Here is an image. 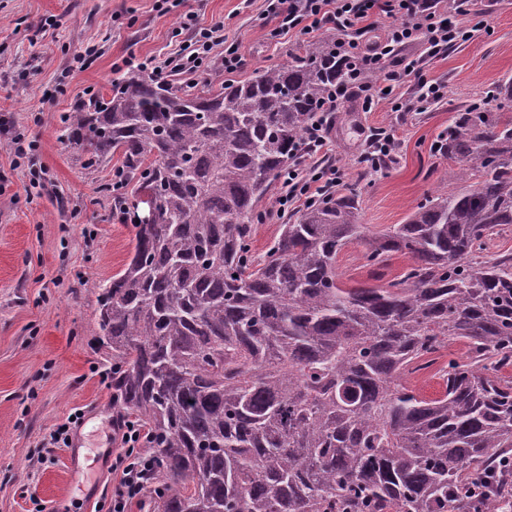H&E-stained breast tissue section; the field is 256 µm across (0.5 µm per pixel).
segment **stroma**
<instances>
[{
	"label": "stroma",
	"mask_w": 512,
	"mask_h": 512,
	"mask_svg": "<svg viewBox=\"0 0 512 512\" xmlns=\"http://www.w3.org/2000/svg\"><path fill=\"white\" fill-rule=\"evenodd\" d=\"M202 26L223 24L245 60L244 79L257 68L284 63L298 37L270 34L260 17L264 0H184ZM481 28L463 43L428 59V77L447 88L423 112H397L392 101L413 98L405 85L372 111L349 103L332 131L331 157L356 185L360 223L381 232L404 223L428 193L455 187L456 164L433 145L459 112L487 90L512 79V0H477ZM55 16V26L41 21ZM177 14L158 16L155 0H0V119L40 144L46 170L41 196L27 200V166H14L0 135V512H97L112 491V389L100 378L112 364L98 342L101 284L121 270L134 246L132 225L112 212L108 189L119 157L94 168L65 136V118L86 87L110 96L125 74L123 58L169 51ZM95 44L96 56L72 67L74 52ZM66 91H55L58 80ZM394 128L396 159L384 172L364 174L357 161L362 132ZM393 256L380 278L351 243L337 266L351 285L388 282L407 266ZM78 448L48 452L45 439L68 416Z\"/></svg>",
	"instance_id": "1"
}]
</instances>
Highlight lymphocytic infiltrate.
I'll return each instance as SVG.
<instances>
[{"instance_id":"f902f5d3","label":"lymphocytic infiltrate","mask_w":512,"mask_h":512,"mask_svg":"<svg viewBox=\"0 0 512 512\" xmlns=\"http://www.w3.org/2000/svg\"><path fill=\"white\" fill-rule=\"evenodd\" d=\"M182 0H158L156 11L165 16L177 13L180 31L189 32L188 44L162 57L142 60L127 58V65L147 71L161 82L172 81L183 74L209 72L232 74L243 63L237 43L228 42L224 27L215 24L199 26L193 11L181 10ZM264 16L273 22L275 36L290 33L310 35L325 26L345 35L344 45L357 62L356 82L340 85L332 93V105L355 100L362 111L385 99V82L411 83L416 89L410 103H396V110L410 108L423 111L440 103L445 97L442 83L428 79L420 59L404 54V47L421 44L429 56L435 57L474 32L469 20L478 16L476 0H265ZM389 24L382 39L370 42L365 33L377 18ZM372 73L381 74L382 82L369 81ZM334 119L319 113L309 125L299 146L303 165L289 169L281 183L277 205L286 210L294 204L313 205L330 198L345 182L346 174L335 165L309 164L311 156L327 153L331 144ZM0 134L9 137L16 159L30 161L28 195H40L45 186L46 171L34 167L39 152L37 140L27 138L10 121L0 122ZM121 448L112 458V494L107 512H130L131 506L145 507L149 496L147 479L156 467V460L144 449L146 435L131 419L116 425Z\"/></svg>"}]
</instances>
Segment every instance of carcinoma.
I'll return each instance as SVG.
<instances>
[{
	"label": "carcinoma",
	"mask_w": 512,
	"mask_h": 512,
	"mask_svg": "<svg viewBox=\"0 0 512 512\" xmlns=\"http://www.w3.org/2000/svg\"><path fill=\"white\" fill-rule=\"evenodd\" d=\"M340 39L310 42L244 80L159 84L146 73L76 109L67 141L87 166L122 156L135 245L102 285L122 417L158 460L153 512H502L478 479L512 451V119L471 107L443 154L460 186L403 224L358 223L360 193L287 219L261 258L259 208L329 90L350 81ZM152 213L143 220L140 206ZM352 242L370 266L404 271L350 286ZM455 342L427 396L407 378ZM409 263L402 255H395L389 265L381 271L382 275L374 279L365 266L364 248L357 242L348 244L337 256V266L349 285L380 286L398 276Z\"/></svg>",
	"instance_id": "cac0c4a2"
}]
</instances>
